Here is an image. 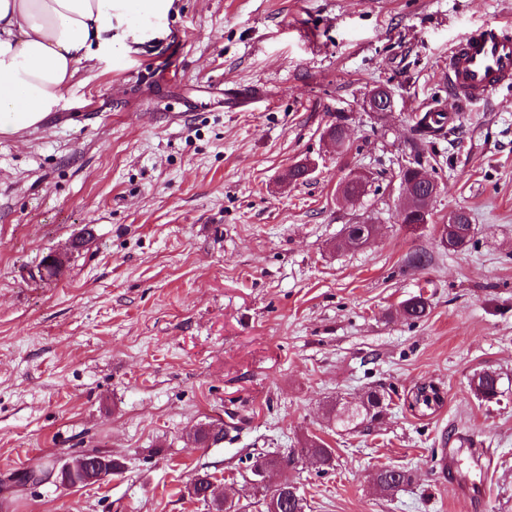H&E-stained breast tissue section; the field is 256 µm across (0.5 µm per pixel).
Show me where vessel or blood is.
Wrapping results in <instances>:
<instances>
[{"mask_svg": "<svg viewBox=\"0 0 512 512\" xmlns=\"http://www.w3.org/2000/svg\"><path fill=\"white\" fill-rule=\"evenodd\" d=\"M512 85V24L466 32L448 51V90L460 102L488 101Z\"/></svg>", "mask_w": 512, "mask_h": 512, "instance_id": "1", "label": "vessel or blood"}]
</instances>
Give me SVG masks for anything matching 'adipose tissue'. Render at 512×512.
I'll return each instance as SVG.
<instances>
[{
	"instance_id": "adipose-tissue-1",
	"label": "adipose tissue",
	"mask_w": 512,
	"mask_h": 512,
	"mask_svg": "<svg viewBox=\"0 0 512 512\" xmlns=\"http://www.w3.org/2000/svg\"><path fill=\"white\" fill-rule=\"evenodd\" d=\"M173 0H0V134L40 124L85 62L158 34Z\"/></svg>"
}]
</instances>
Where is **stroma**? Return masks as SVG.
I'll return each mask as SVG.
<instances>
[{"instance_id":"35a3bbf8","label":"stroma","mask_w":512,"mask_h":512,"mask_svg":"<svg viewBox=\"0 0 512 512\" xmlns=\"http://www.w3.org/2000/svg\"><path fill=\"white\" fill-rule=\"evenodd\" d=\"M508 18L512 0H175L158 38L80 67L39 128L0 135V482L90 450L122 465L0 512H207L188 493L203 472L238 512H264L252 462L311 438L332 468L270 478L307 512H512V87L462 109L448 96L450 47ZM380 84L396 98L381 120L363 107ZM227 85L264 96L230 112ZM437 106L454 132L417 145L412 114ZM338 122L339 149L323 137ZM308 159L306 181L284 182ZM416 160L441 193L408 229L399 170ZM351 175L368 186L350 203ZM458 209L475 233L451 250L440 227ZM359 221L373 239L343 245ZM415 296L429 313L412 321ZM485 370L500 400L471 390ZM421 383L444 396L428 417L405 405ZM372 389L383 415L338 427L333 411ZM215 419L223 442L190 447ZM450 454L483 505L443 478ZM390 467L411 480L386 496L374 475Z\"/></svg>"}]
</instances>
